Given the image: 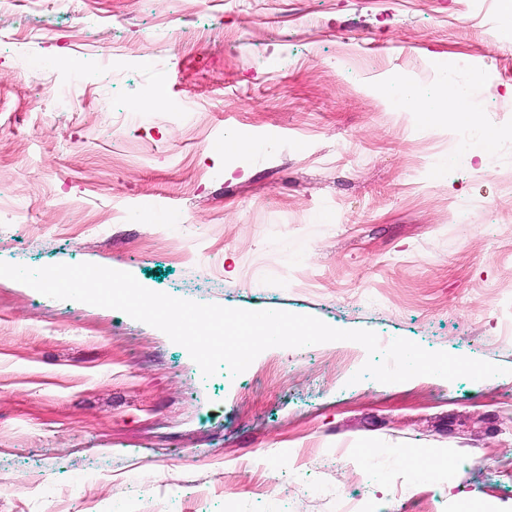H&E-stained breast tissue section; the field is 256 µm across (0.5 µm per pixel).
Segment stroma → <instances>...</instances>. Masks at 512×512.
Segmentation results:
<instances>
[{"instance_id":"1","label":"stroma","mask_w":512,"mask_h":512,"mask_svg":"<svg viewBox=\"0 0 512 512\" xmlns=\"http://www.w3.org/2000/svg\"><path fill=\"white\" fill-rule=\"evenodd\" d=\"M4 31L0 261L509 372L356 383L367 352L336 341L206 378L155 327L0 277V512H415L398 448L450 458L433 512H512V0H26ZM446 62L490 150L397 100L437 99Z\"/></svg>"}]
</instances>
